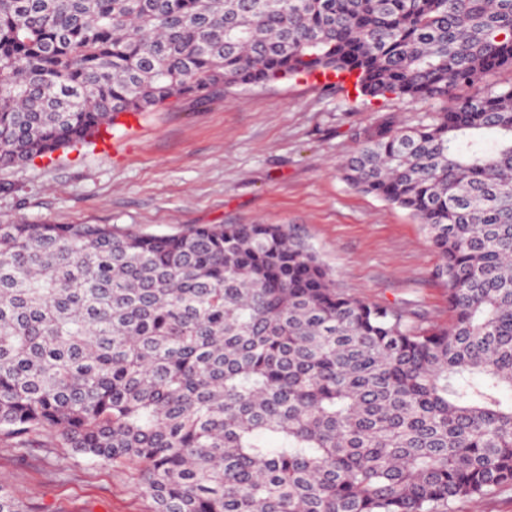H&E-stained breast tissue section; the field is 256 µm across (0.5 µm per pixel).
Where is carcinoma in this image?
I'll return each mask as SVG.
<instances>
[{
  "mask_svg": "<svg viewBox=\"0 0 512 512\" xmlns=\"http://www.w3.org/2000/svg\"><path fill=\"white\" fill-rule=\"evenodd\" d=\"M504 71L512 0H0V167L224 85L334 74L431 103L365 129L341 174L418 219L448 303L427 323L347 295L285 224L1 220L0 436L132 471L151 512H450L512 489ZM0 512L27 509L1 485Z\"/></svg>",
  "mask_w": 512,
  "mask_h": 512,
  "instance_id": "obj_1",
  "label": "carcinoma"
}]
</instances>
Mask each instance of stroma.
I'll return each mask as SVG.
<instances>
[{
    "label": "stroma",
    "instance_id": "35a3bbf8",
    "mask_svg": "<svg viewBox=\"0 0 512 512\" xmlns=\"http://www.w3.org/2000/svg\"><path fill=\"white\" fill-rule=\"evenodd\" d=\"M430 110L319 75L220 87L204 100L126 115L80 150L0 169V220L153 234L194 224H288L345 293L443 322L438 256L421 225L352 189L338 171L360 132L382 116L414 124ZM0 482L31 512L151 510L129 471L75 462L67 448H15L0 439Z\"/></svg>",
    "mask_w": 512,
    "mask_h": 512
}]
</instances>
